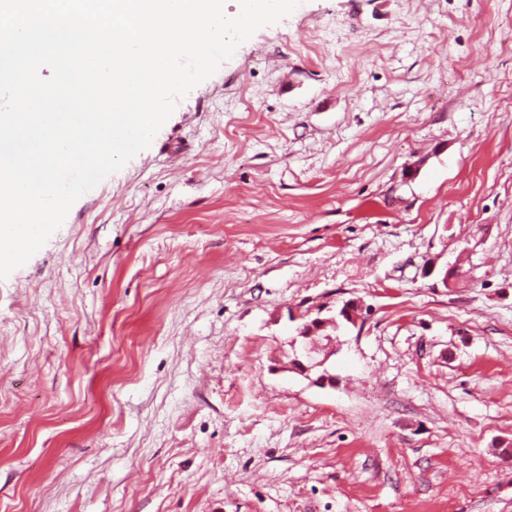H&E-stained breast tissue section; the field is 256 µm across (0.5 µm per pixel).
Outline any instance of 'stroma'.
I'll list each match as a JSON object with an SVG mask.
<instances>
[{"label":"stroma","instance_id":"1","mask_svg":"<svg viewBox=\"0 0 512 512\" xmlns=\"http://www.w3.org/2000/svg\"><path fill=\"white\" fill-rule=\"evenodd\" d=\"M0 512H512V0H302L177 98L0 279ZM358 311V304L355 301H347L336 312L335 315L328 318L316 317L310 321L302 324L298 330V336L303 339H308L310 336L316 335L319 331L324 330L328 326L337 325L338 317L349 319L350 323H354L356 313Z\"/></svg>","mask_w":512,"mask_h":512}]
</instances>
